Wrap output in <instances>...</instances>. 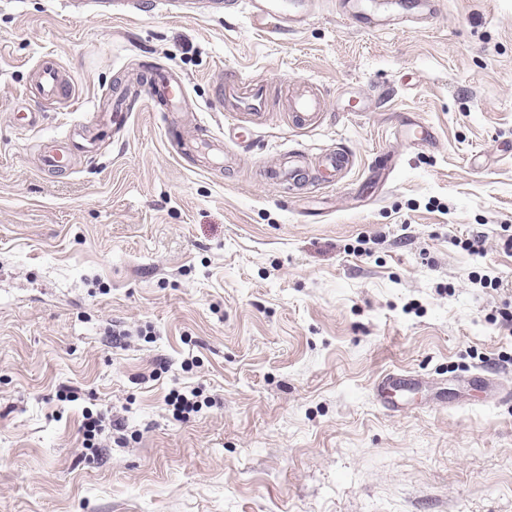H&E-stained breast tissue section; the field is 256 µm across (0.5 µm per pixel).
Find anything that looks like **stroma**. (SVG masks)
Instances as JSON below:
<instances>
[{"mask_svg":"<svg viewBox=\"0 0 512 512\" xmlns=\"http://www.w3.org/2000/svg\"><path fill=\"white\" fill-rule=\"evenodd\" d=\"M47 57L73 106L29 93ZM147 64L184 77L186 111L139 95L70 171L40 169ZM231 75L317 84L327 110L304 129L272 98L243 151ZM202 125L226 165L183 152ZM293 148L354 164L290 190L266 172ZM507 224L512 0L383 31L326 0L288 31L0 0V512H512ZM477 234L481 253L454 244ZM391 371L412 380L394 412L373 394ZM174 391L198 394L188 420ZM88 411L112 422L94 448Z\"/></svg>","mask_w":512,"mask_h":512,"instance_id":"stroma-1","label":"stroma"}]
</instances>
